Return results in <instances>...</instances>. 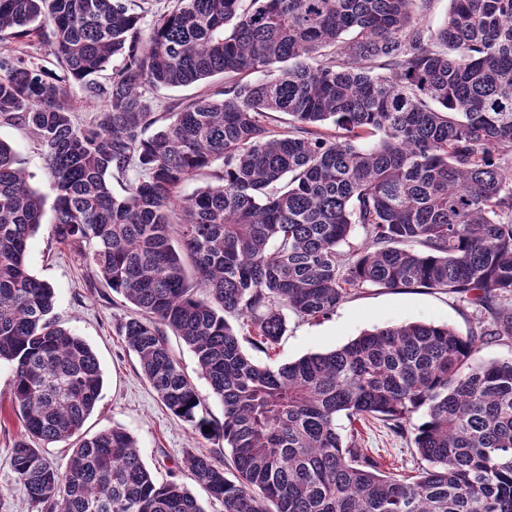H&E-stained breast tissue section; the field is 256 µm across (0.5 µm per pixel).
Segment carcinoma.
<instances>
[{
	"label": "carcinoma",
	"instance_id": "carcinoma-1",
	"mask_svg": "<svg viewBox=\"0 0 512 512\" xmlns=\"http://www.w3.org/2000/svg\"><path fill=\"white\" fill-rule=\"evenodd\" d=\"M413 2L172 0L147 24L132 0H0V35L34 48H0V125L42 151L53 238L133 306L121 333L162 404L230 449L183 461L224 512H512V358L478 356L486 337L512 339V0H450L435 31ZM217 75L221 96L156 115L149 90ZM272 112L287 131L264 125ZM215 164L217 185L179 194ZM44 204L0 140V362L26 502L205 512L184 485L156 483L124 428L80 436L103 371L28 267ZM357 224L364 243L342 251ZM366 287L448 293L491 322L467 336L375 328L281 365L256 363L230 324L271 349L285 312L325 317ZM341 416L412 426L426 467L381 470L343 441ZM74 437L65 469L52 465L42 448ZM169 342L171 349L173 350L179 362L181 370L186 374L187 377L190 378V380L195 384L202 395L209 396V387L207 381L199 372L194 354L171 333L169 335Z\"/></svg>",
	"mask_w": 512,
	"mask_h": 512
}]
</instances>
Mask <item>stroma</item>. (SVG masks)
I'll return each mask as SVG.
<instances>
[{
	"mask_svg": "<svg viewBox=\"0 0 512 512\" xmlns=\"http://www.w3.org/2000/svg\"><path fill=\"white\" fill-rule=\"evenodd\" d=\"M0 139L11 143L21 167L30 176L31 186L46 199H53L45 160L28 134L18 128L0 127ZM27 261L34 275L52 285L54 312L62 326L85 339L101 363L102 393L83 433L92 435L121 426L136 438L144 462L157 481L191 486L192 480L181 465L185 454L213 449L214 444L195 438L161 404L144 379L136 356L125 347L119 334L122 320L130 313L129 304L103 286L81 257L54 240L50 222H43L31 239ZM481 319L480 312L447 294L368 287L346 298L328 318L287 314V330L275 350H266L252 336L244 334L240 340L244 351L255 361L276 365L341 347L374 327L434 323L450 326L464 336ZM11 385L10 367L0 365V489L10 492L0 501V512H28L10 464L12 444L21 430V419L10 403ZM359 443L381 459L386 471L397 475L417 474L423 464L411 432L394 433L379 420L362 427Z\"/></svg>",
	"mask_w": 512,
	"mask_h": 512,
	"instance_id": "stroma-1",
	"label": "stroma"
}]
</instances>
